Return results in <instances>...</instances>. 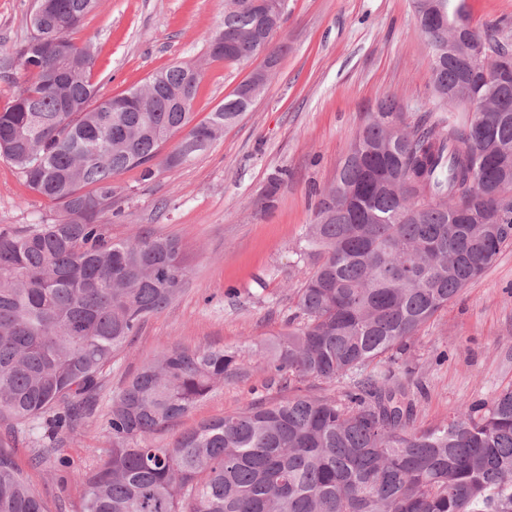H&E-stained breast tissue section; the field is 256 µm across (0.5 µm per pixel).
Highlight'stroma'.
<instances>
[{"label": "stroma", "mask_w": 512, "mask_h": 512, "mask_svg": "<svg viewBox=\"0 0 512 512\" xmlns=\"http://www.w3.org/2000/svg\"><path fill=\"white\" fill-rule=\"evenodd\" d=\"M32 6L33 0H0V64L29 37ZM466 10L472 24L512 42V0H466ZM223 21L224 0H98L72 38L94 47L102 99L142 86L171 64L201 65L193 106L200 121L264 65L260 56L238 64L207 57L205 38ZM273 43L283 52L265 91L222 138L182 166L155 164L151 180L136 169L115 179L109 237H177L187 276L178 296L146 320L107 369L96 415L53 436L0 416V449L42 493L47 512H81L82 476L112 446L105 423L112 392L145 361L168 347L234 350L285 330L294 293L312 268L296 255L306 226L379 101L395 98L413 119L449 115L433 104L430 50L414 0H286ZM57 212L0 158V228ZM389 370L393 382L408 386L424 428L446 423L450 408L489 400L512 384V244ZM269 378L259 367L247 381L224 382L177 428L158 433L156 444L252 403L294 393L337 398L352 384L344 377L284 386ZM47 441L66 466L37 462Z\"/></svg>", "instance_id": "obj_1"}]
</instances>
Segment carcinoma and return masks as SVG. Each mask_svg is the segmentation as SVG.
<instances>
[{"mask_svg":"<svg viewBox=\"0 0 512 512\" xmlns=\"http://www.w3.org/2000/svg\"><path fill=\"white\" fill-rule=\"evenodd\" d=\"M32 10V35L16 51L21 82L0 108V156L28 187L60 207L58 217L0 231V415L74 431L95 408L100 378L129 338L182 289L178 238L137 235L111 242L104 216L114 178L141 169L147 180L160 146L183 137L164 158L193 160L253 105L240 83L208 117L193 123L197 89L190 67L149 78L159 89L125 93L131 111L97 98L94 57L71 34L97 0H53ZM419 31L431 49L439 99L459 87L461 56L448 32L424 27L449 0H415ZM486 66L512 46L471 24ZM248 0H225L224 37L232 51L213 60L276 57ZM60 39L65 74L43 45ZM473 91L506 112L463 122L410 121L393 98L356 135L308 226L300 256L312 271L294 299L288 329L270 342L235 350L170 347L112 393V448L85 480L82 512H512V384L493 398L421 428L401 384L367 371L405 351L407 342L495 261L512 241V84L480 77ZM491 139L471 151L479 124ZM271 382L353 375L339 398L292 395L180 432L176 426L226 380L254 367ZM0 512H45L13 457L0 450Z\"/></svg>","mask_w":512,"mask_h":512,"instance_id":"1","label":"carcinoma"}]
</instances>
